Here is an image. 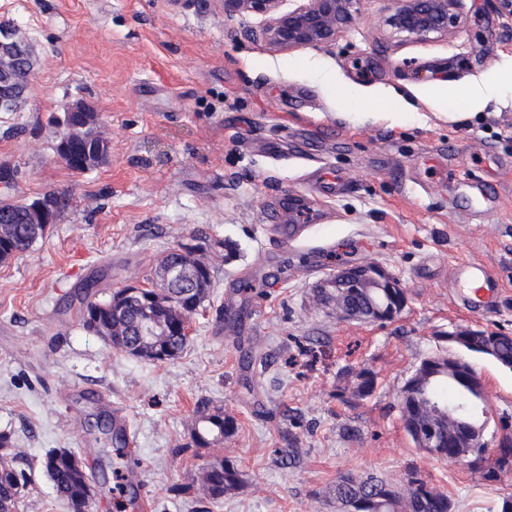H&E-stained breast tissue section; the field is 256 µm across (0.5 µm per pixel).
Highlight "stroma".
I'll list each match as a JSON object with an SVG mask.
<instances>
[{
    "instance_id": "35a3bbf8",
    "label": "stroma",
    "mask_w": 512,
    "mask_h": 512,
    "mask_svg": "<svg viewBox=\"0 0 512 512\" xmlns=\"http://www.w3.org/2000/svg\"><path fill=\"white\" fill-rule=\"evenodd\" d=\"M390 7L363 0L334 45L276 51L222 0H0V20L37 49L24 103L0 112V201H60L48 235L0 264V433L28 476L16 512H72L42 458L66 448L91 474L111 468L96 424L117 409L151 512H336L329 488L348 469L396 482L418 471L457 512H497L512 495V473L489 482L424 455L398 406L419 362L448 351L444 335H512V12L462 0L448 36L410 41L383 27ZM435 81L453 93L432 105ZM477 86L487 101L473 108L461 92ZM389 93L409 109L376 111ZM77 99L94 104L110 146L107 164L80 174L58 158L53 121ZM320 166L350 189L324 197L310 176ZM293 195L317 218L280 245L276 213ZM213 238L225 250L204 249ZM181 244L202 246L214 285L178 357H135L82 327L84 294L160 287L156 261ZM346 261L396 278L402 312L364 323L318 304L314 286ZM461 261L499 275L492 310H467L449 287ZM246 280L257 293H238ZM230 290L231 329L217 314ZM473 364L491 453L512 434V371ZM363 367L377 388L360 400L347 389ZM203 406L236 421L222 450L193 441ZM218 457L242 470V490L214 504L174 494Z\"/></svg>"
}]
</instances>
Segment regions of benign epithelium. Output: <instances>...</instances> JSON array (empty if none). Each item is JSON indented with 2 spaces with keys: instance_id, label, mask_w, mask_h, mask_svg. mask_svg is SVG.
Returning <instances> with one entry per match:
<instances>
[{
  "instance_id": "1",
  "label": "benign epithelium",
  "mask_w": 512,
  "mask_h": 512,
  "mask_svg": "<svg viewBox=\"0 0 512 512\" xmlns=\"http://www.w3.org/2000/svg\"><path fill=\"white\" fill-rule=\"evenodd\" d=\"M284 2L286 0H224V14L261 18V25L254 31L255 37L275 49L290 51L332 44L361 7V0H298L296 6L288 9L283 8ZM459 2L392 0L383 25L406 40L422 41L446 36L460 22ZM25 42L26 36L19 30L0 32V71L23 58L21 45ZM61 123L56 149L65 152L80 133L68 121L63 119ZM56 208L53 199H41L34 204L32 213L41 223L52 224ZM372 277L390 288L393 301H399L403 289L397 280L381 268L375 269Z\"/></svg>"
}]
</instances>
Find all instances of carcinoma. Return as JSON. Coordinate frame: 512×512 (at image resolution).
Returning <instances> with one entry per match:
<instances>
[{
  "instance_id": "carcinoma-1",
  "label": "carcinoma",
  "mask_w": 512,
  "mask_h": 512,
  "mask_svg": "<svg viewBox=\"0 0 512 512\" xmlns=\"http://www.w3.org/2000/svg\"><path fill=\"white\" fill-rule=\"evenodd\" d=\"M85 146L94 168L108 161L109 142L98 137L93 127L85 130ZM5 228L6 245L0 248V262H6L30 250L43 239L50 225L37 223L30 204L24 201L0 202V226ZM199 247L180 245L164 253L158 260L157 270L177 269L182 281L180 288L149 289L150 306L143 308L139 300L112 304L111 299L88 301L79 310L82 325L102 337L114 349L129 344L138 345L141 353L151 356L155 351L165 353L166 359L177 357L188 345L189 338L175 335V323L181 317L191 318L209 296L212 288L211 267L196 256ZM341 292L347 299H359L364 306L374 302L384 304L390 300L385 288H355L347 280ZM468 352L495 361L512 369V341L492 342L496 332L487 329H468ZM442 360L431 355L420 361L417 375H412L405 386L413 388L418 397L413 403L401 402L400 412L404 427L413 440L419 442L426 434L434 442L423 452L434 459L448 463L461 459L469 462L474 471L486 481H496L500 475L512 471V436L504 435L493 459L485 457V449L471 448L461 439L462 423L479 424L483 420L486 401L471 395L455 373L432 371L428 364ZM377 387V375L363 368L356 375L355 396H371ZM235 419L224 409L204 408L197 412L193 437L202 445L223 441L236 432ZM42 467L58 496L71 509L79 510L85 504V486L91 481L83 464L75 461L69 451H51L46 454ZM27 482L24 471L0 465V512H15L21 489ZM243 486L242 474L230 461L215 460L203 473L199 487L183 486L180 492L197 493L218 502L235 494ZM339 512H455V504L448 494L439 491L416 471L408 473L406 482L398 485L374 475H357L348 470L336 476L333 486Z\"/></svg>"
}]
</instances>
